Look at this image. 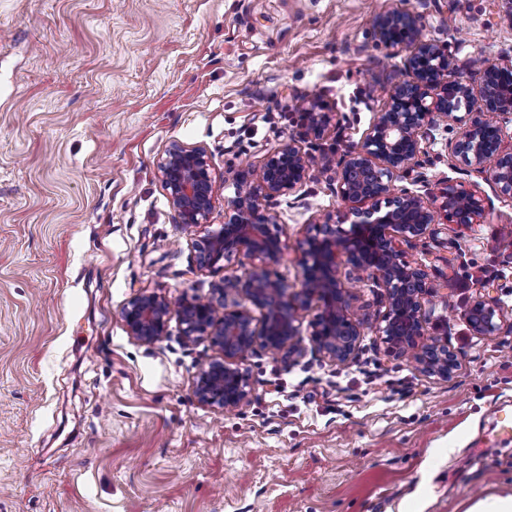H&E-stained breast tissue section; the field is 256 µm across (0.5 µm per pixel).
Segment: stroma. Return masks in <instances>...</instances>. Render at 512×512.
Returning <instances> with one entry per match:
<instances>
[{
	"mask_svg": "<svg viewBox=\"0 0 512 512\" xmlns=\"http://www.w3.org/2000/svg\"><path fill=\"white\" fill-rule=\"evenodd\" d=\"M407 8L454 78L512 58L499 0H0V512H469L512 495V432L492 413L512 402V334L464 316L485 294L512 311V199L449 168L459 126L433 128L398 182L490 199L483 223L437 225L402 255L435 283L424 327L456 353L452 377L386 354L369 280L351 287L349 363L256 348L230 413L195 397L209 342L183 344L174 319L141 344L121 317L139 292L204 297L253 264L197 267L204 230L177 224L156 170L169 144L209 152L219 227L235 172L298 131L306 99L337 121L307 153L363 137L405 59L372 19ZM343 207L319 169L270 200L288 244L272 276L299 290V242Z\"/></svg>",
	"mask_w": 512,
	"mask_h": 512,
	"instance_id": "stroma-1",
	"label": "stroma"
}]
</instances>
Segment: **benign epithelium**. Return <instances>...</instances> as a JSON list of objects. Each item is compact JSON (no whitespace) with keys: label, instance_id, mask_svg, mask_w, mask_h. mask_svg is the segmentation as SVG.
Here are the masks:
<instances>
[{"label":"benign epithelium","instance_id":"7a95c632","mask_svg":"<svg viewBox=\"0 0 512 512\" xmlns=\"http://www.w3.org/2000/svg\"><path fill=\"white\" fill-rule=\"evenodd\" d=\"M373 28L380 42L408 52L402 77L387 109L374 113L362 140L351 144L337 161L329 155L333 162L325 169H336V194L348 211L327 218L299 243L301 291H288L268 270L288 245L274 231L276 219L267 201L298 192L309 178L314 163L302 144L324 138L334 117L320 99L305 103L303 123L295 135L260 165L235 173L224 224L206 231L196 245L198 268L220 270L224 262L243 254L257 260L248 273L223 278L206 298H183L175 305L143 291L122 311L129 336L139 343L153 344L168 336L175 313L184 343L206 339L218 350L219 356L198 373L195 396L204 406L233 411L245 402L248 382L240 364L255 348L303 356L299 315L313 302V348L335 362H349L360 343L362 322L351 307L347 284L359 278H370L383 288L386 311L378 333L391 353L413 359L422 372L440 379H448L456 368L448 340L426 337L422 307L434 284L424 269L401 259L402 246L435 235L437 215L459 227L483 223L485 198L477 190L448 184L423 197L404 188L395 190L394 182L418 163L427 131L452 122L461 133L448 144V155L512 199V148H505L501 126L502 118L512 115V83L507 81L512 60L487 65L475 85L450 80L455 58L447 47L423 38L418 12L381 13ZM157 169L177 222L186 227L207 225L214 199L208 151L174 141ZM230 295L248 304L230 306ZM254 307L264 311L259 321L252 314ZM465 317L477 336H497L506 325L512 329V321L493 298L478 297Z\"/></svg>","mask_w":512,"mask_h":512}]
</instances>
